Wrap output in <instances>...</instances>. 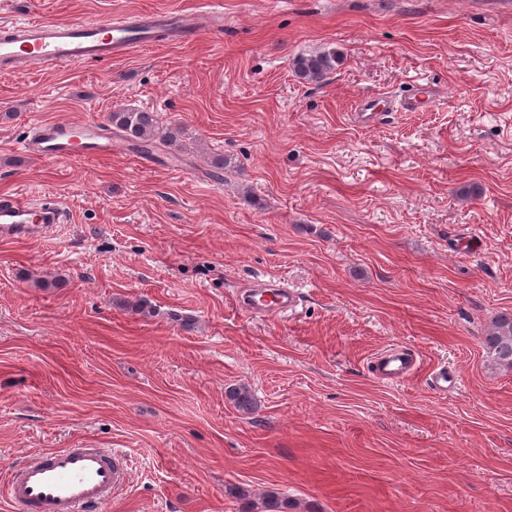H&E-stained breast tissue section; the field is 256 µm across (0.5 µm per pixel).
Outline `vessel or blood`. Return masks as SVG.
<instances>
[{
  "label": "vessel or blood",
  "instance_id": "b4317fda",
  "mask_svg": "<svg viewBox=\"0 0 512 512\" xmlns=\"http://www.w3.org/2000/svg\"><path fill=\"white\" fill-rule=\"evenodd\" d=\"M161 29L173 44L188 42L202 32L195 15L180 11L146 13L138 20L121 15L64 23L11 22L0 28V63L30 58L43 66L68 67L120 58L155 43ZM23 149L47 159L76 160L111 157L116 146L111 132L96 122H44L24 140ZM65 218L64 209L51 201L0 198V235L4 237L49 229ZM299 299L297 290L268 282L250 295L247 306L281 313L295 307ZM415 365V358L399 349L385 352L374 362L379 378L396 382L408 378ZM123 478L112 451L59 448L12 466L0 493L25 512H103Z\"/></svg>",
  "mask_w": 512,
  "mask_h": 512
}]
</instances>
